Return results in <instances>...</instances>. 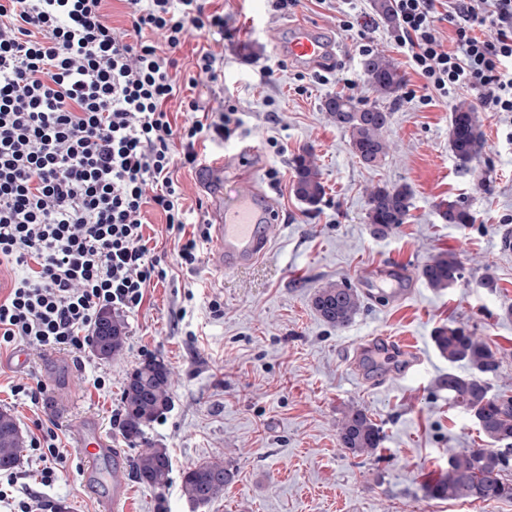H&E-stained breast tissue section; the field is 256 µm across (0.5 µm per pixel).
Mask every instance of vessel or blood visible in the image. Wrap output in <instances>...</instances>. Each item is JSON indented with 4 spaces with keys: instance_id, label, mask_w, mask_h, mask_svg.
<instances>
[{
    "instance_id": "b4317fda",
    "label": "vessel or blood",
    "mask_w": 512,
    "mask_h": 512,
    "mask_svg": "<svg viewBox=\"0 0 512 512\" xmlns=\"http://www.w3.org/2000/svg\"><path fill=\"white\" fill-rule=\"evenodd\" d=\"M280 52L290 62L310 68L326 67L336 59L334 42L326 39L321 30L304 22L290 24L288 41L281 46ZM256 158L255 146L239 144L227 151L222 161L205 165L201 173L203 186L213 192L210 210L214 221V259L228 272L249 266L263 256L268 248V228L279 220V212L272 199L258 190L253 180ZM230 165L237 170L245 186L227 198L222 187L224 171ZM383 346L401 353L407 367L420 363L417 349L394 336L380 341L371 340L365 349L375 354ZM80 454L81 475L86 484L94 486L99 482L101 461L118 457L119 451L113 448L110 438L95 424L89 423L82 431ZM125 496L123 482L113 481L99 499L100 512H117Z\"/></svg>"
}]
</instances>
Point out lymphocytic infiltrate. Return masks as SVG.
<instances>
[{
  "label": "lymphocytic infiltrate",
  "instance_id": "obj_1",
  "mask_svg": "<svg viewBox=\"0 0 512 512\" xmlns=\"http://www.w3.org/2000/svg\"><path fill=\"white\" fill-rule=\"evenodd\" d=\"M108 0H0V347L83 352L101 311L140 308L162 257L143 233L142 212L160 209L177 235V257L196 267L209 227L189 223L175 163L232 134L231 113L201 112L176 124L175 56L188 35L223 28L202 0H125L138 40L112 25ZM396 41L422 79L423 102L477 92L512 113V0H394ZM452 26L444 41L440 23ZM489 28L484 39L479 29ZM160 33L163 44L142 39ZM29 446L42 484L66 460L58 436L36 422Z\"/></svg>",
  "mask_w": 512,
  "mask_h": 512
}]
</instances>
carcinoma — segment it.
<instances>
[{
	"instance_id": "carcinoma-1",
	"label": "carcinoma",
	"mask_w": 512,
	"mask_h": 512,
	"mask_svg": "<svg viewBox=\"0 0 512 512\" xmlns=\"http://www.w3.org/2000/svg\"><path fill=\"white\" fill-rule=\"evenodd\" d=\"M361 70L372 91L382 97L396 98L405 76L394 62L379 53L361 60ZM324 108L336 128L349 136L354 158L366 167H376L387 154L386 133L391 112L377 106H358L349 96L333 95ZM449 144L462 170L469 173L485 153L482 120L467 102L456 105L449 126ZM292 191L310 208L324 198L325 186L313 154L304 150L292 158ZM414 190L409 184H378L367 194L366 224L370 235L383 239L405 223L413 206ZM442 221L458 228L475 223L468 201L463 198L442 201L438 205ZM420 276L437 290L451 288L463 278V268L453 253H441L426 263ZM312 306L328 326L348 327L363 308L357 289L343 283L328 282L314 293ZM106 341L102 350H93L100 359L120 356L127 341L123 319L110 313L98 319ZM440 355L451 364L468 369L465 375L453 371L438 380L439 388L448 390L453 405L466 411L479 427L491 448H464L448 455V469L427 494L435 499H462L484 503L512 500V482L505 472L512 468V396L492 394L487 377L501 367L497 353L475 331L450 322L437 328L432 336ZM171 369L161 355L144 360L132 370L124 383L120 430L132 447H141L132 461L135 479L150 488L162 490L171 480L172 460L166 448L146 440L145 428L170 411ZM338 445L354 458L373 457L384 442L382 428L363 407L350 405L343 411L337 432ZM500 447H494V444ZM23 437L15 418L0 412V470L15 468L20 461ZM235 477L220 459L199 462L181 474L184 495L197 506H205L224 494Z\"/></svg>"
}]
</instances>
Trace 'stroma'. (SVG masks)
Masks as SVG:
<instances>
[{"mask_svg": "<svg viewBox=\"0 0 512 512\" xmlns=\"http://www.w3.org/2000/svg\"><path fill=\"white\" fill-rule=\"evenodd\" d=\"M276 0H208L223 13V29L207 41L221 57L217 80L199 78L194 54L200 39L188 37L179 58L180 96L168 108L177 123L192 120L181 99L197 100L212 112L236 109L240 125L230 143H254L260 154L254 177L271 187L281 219L270 228L265 254L251 268L224 273L203 253L195 268L173 259L176 245L164 214L143 210L146 236L156 253L168 256L165 280L151 283L141 307L126 315L123 354L102 360L86 351L62 353L49 362L44 350H28L24 368L11 364L12 350H0V410L9 411L22 433L35 419L53 421L66 467L57 482L40 484L41 462L22 451L16 468L22 494L40 497L48 512H98L97 500L79 472L80 419L96 418L119 448L117 477L127 489L130 512H512V500L482 504L427 499L425 487L448 466L450 451L476 448L485 439L464 410L437 386L448 372L466 374L435 349L431 336L455 321L474 328L502 362L489 383L512 395V253L500 252L497 238L512 231V113L481 110L486 153L478 176L460 171L448 143L450 116L460 101L475 102L471 91L423 104L406 93L386 101L391 113L389 149L374 168L353 157L349 137L330 122L327 97L342 93L359 104H374L361 72L360 45L390 57L404 72L407 89L422 81L395 41V27L376 14L372 0H297L288 9ZM355 17L343 31V15ZM319 26L337 44L328 69H301L281 56L272 33L295 19ZM312 149L326 195L318 211H308L292 192L291 159ZM199 166H176L189 221L210 220L209 194ZM485 185H478V177ZM410 184L414 206L405 224L383 239L365 223L366 198L376 184ZM468 198L476 221L461 229L444 223L438 204ZM441 252L456 253L465 280L444 290L427 286L418 272ZM401 269L398 299L364 300L351 326L336 330L312 308L324 283L358 286L362 271L382 265ZM491 276L494 287L479 284ZM217 300L219 311L208 303ZM367 336H406L423 363L409 377L385 381L376 365L377 385L359 382L348 364L355 344ZM162 354L172 371V407L146 430L168 448L175 480L162 490L139 484L129 462L135 448L120 432L121 391L143 359ZM103 388H96V379ZM42 381L43 401L32 405L13 387ZM357 404L382 427L386 439L376 456L354 458L337 444V423L345 406ZM220 459L235 473L223 496L196 506L182 493L177 475L207 459Z\"/></svg>", "mask_w": 512, "mask_h": 512, "instance_id": "obj_1", "label": "stroma"}]
</instances>
